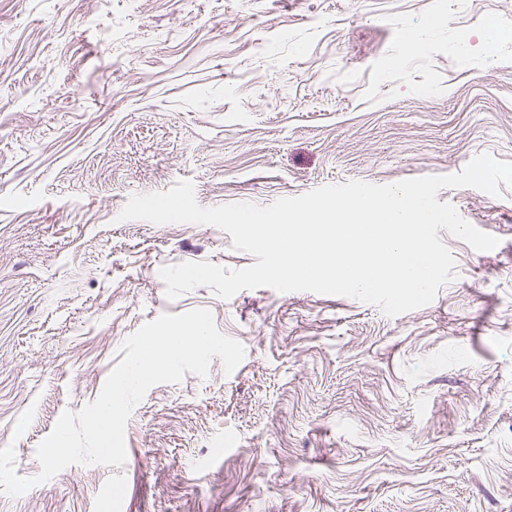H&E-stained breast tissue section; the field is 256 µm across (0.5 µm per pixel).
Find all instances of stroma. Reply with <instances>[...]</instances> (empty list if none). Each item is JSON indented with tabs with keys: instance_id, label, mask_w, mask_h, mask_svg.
Here are the masks:
<instances>
[{
	"instance_id": "1",
	"label": "stroma",
	"mask_w": 512,
	"mask_h": 512,
	"mask_svg": "<svg viewBox=\"0 0 512 512\" xmlns=\"http://www.w3.org/2000/svg\"><path fill=\"white\" fill-rule=\"evenodd\" d=\"M485 152L512 162V0H0V448L18 475L144 323L205 308L245 348L233 373L216 358L153 386L123 466L0 491V512H512V190L439 192L500 243L439 230L455 280L395 317L309 291L168 299L163 267L255 259L211 225L118 218L180 180L205 208L266 206Z\"/></svg>"
}]
</instances>
